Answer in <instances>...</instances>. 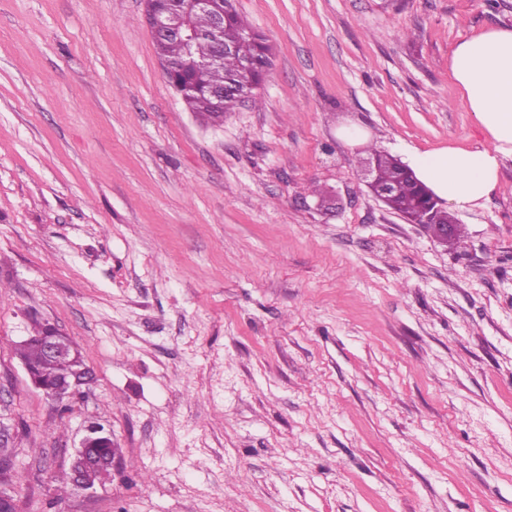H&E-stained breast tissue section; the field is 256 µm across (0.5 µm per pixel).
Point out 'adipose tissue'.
<instances>
[{
    "label": "adipose tissue",
    "instance_id": "ef3b65f1",
    "mask_svg": "<svg viewBox=\"0 0 512 512\" xmlns=\"http://www.w3.org/2000/svg\"><path fill=\"white\" fill-rule=\"evenodd\" d=\"M450 71L485 135L480 146L411 151L405 162L432 195L459 211L480 207L512 158V29H490L454 48Z\"/></svg>",
    "mask_w": 512,
    "mask_h": 512
}]
</instances>
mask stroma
I'll return each instance as SVG.
<instances>
[{
  "label": "stroma",
  "instance_id": "stroma-1",
  "mask_svg": "<svg viewBox=\"0 0 512 512\" xmlns=\"http://www.w3.org/2000/svg\"><path fill=\"white\" fill-rule=\"evenodd\" d=\"M235 7L272 66L212 126L169 86L143 0H0L17 512H512V158L458 212L462 250L362 179L372 145L483 141L448 60L512 28V0ZM36 317L94 371L75 398L14 354ZM93 424L118 464L80 490Z\"/></svg>",
  "mask_w": 512,
  "mask_h": 512
}]
</instances>
